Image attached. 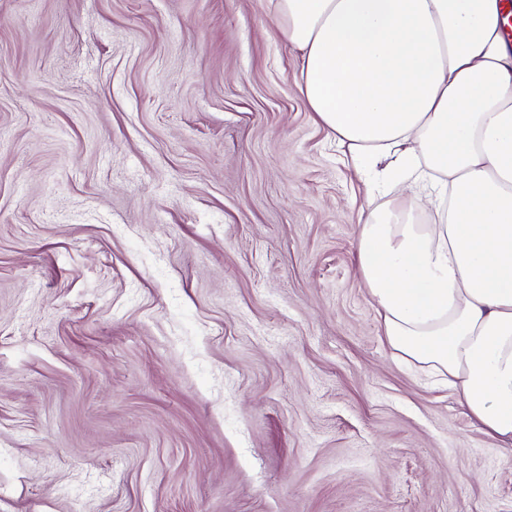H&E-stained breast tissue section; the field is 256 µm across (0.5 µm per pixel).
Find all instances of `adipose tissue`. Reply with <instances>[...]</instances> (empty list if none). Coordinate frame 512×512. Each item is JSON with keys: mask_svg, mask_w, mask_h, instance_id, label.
<instances>
[{"mask_svg": "<svg viewBox=\"0 0 512 512\" xmlns=\"http://www.w3.org/2000/svg\"><path fill=\"white\" fill-rule=\"evenodd\" d=\"M300 95L390 184L359 273L391 348L512 447V44L502 0H265ZM434 193L437 223L414 214Z\"/></svg>", "mask_w": 512, "mask_h": 512, "instance_id": "adipose-tissue-1", "label": "adipose tissue"}]
</instances>
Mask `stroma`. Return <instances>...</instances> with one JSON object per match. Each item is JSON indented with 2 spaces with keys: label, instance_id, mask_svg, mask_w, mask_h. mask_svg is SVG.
<instances>
[{
  "label": "stroma",
  "instance_id": "stroma-1",
  "mask_svg": "<svg viewBox=\"0 0 512 512\" xmlns=\"http://www.w3.org/2000/svg\"><path fill=\"white\" fill-rule=\"evenodd\" d=\"M298 72L261 0H0V512H512Z\"/></svg>",
  "mask_w": 512,
  "mask_h": 512
}]
</instances>
